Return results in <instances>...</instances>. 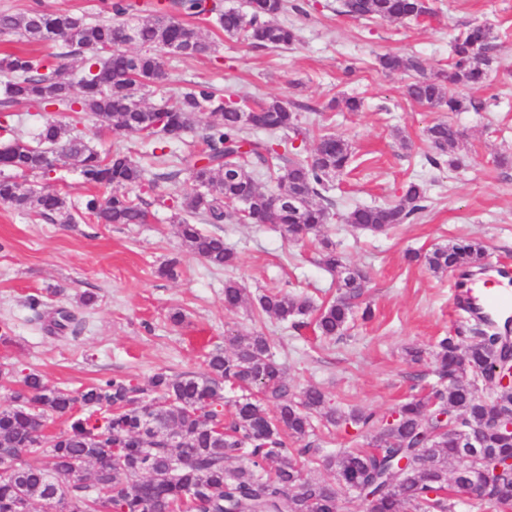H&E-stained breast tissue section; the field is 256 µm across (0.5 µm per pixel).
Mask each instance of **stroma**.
<instances>
[{"label":"stroma","instance_id":"stroma-1","mask_svg":"<svg viewBox=\"0 0 512 512\" xmlns=\"http://www.w3.org/2000/svg\"><path fill=\"white\" fill-rule=\"evenodd\" d=\"M277 24L295 28L288 49L255 47L228 38L214 22L194 21L217 50L211 56L161 58L167 74L147 101L169 91L209 83L225 102L276 98L297 107L302 129L294 145L311 157L317 139L333 134L349 141L352 164L331 181L330 218L321 233L343 261L368 276L363 301L371 321L354 320L344 336L327 339L313 326L294 328L254 306L269 288L304 293L316 301L336 298V278L319 263L314 244H295L273 224L208 225L236 252L227 271L191 255L173 216L193 189L188 175L143 183L136 190L148 218L142 224H99L89 218L63 224L0 203V364L18 374H40L52 385L79 390L122 378L146 384L157 373H202L206 354L231 332L259 333L270 342L294 390L314 386L341 410L361 407L391 414L412 395L438 382L430 352L459 324L454 306L455 274L437 275L424 264H407L410 250L429 251L459 239L487 247V262L512 270V0H430L433 17L418 22L354 20L338 12V0H288ZM107 18L103 0H0V11L21 13L34 5ZM468 23L491 24L498 37L497 64L483 86L470 90L474 108L441 113L411 103L405 71L379 70L377 55L392 52L423 60L429 70L448 67L450 41ZM355 95L360 111L330 107L332 98ZM447 120L461 132L460 167L429 163L428 126ZM101 155L122 149L146 161L151 140L127 130L100 127L93 115L79 126ZM426 190V210L411 224L373 233L344 223L358 205H383L401 197L410 180ZM29 184L47 187L81 205L96 189L79 168L59 164ZM174 263L175 277L160 275ZM237 279L246 302L224 307V281ZM84 295L94 304L82 305ZM39 297L53 308L79 314L77 338L49 337L32 322L28 301ZM182 313L173 323V313ZM424 352L411 361L408 349Z\"/></svg>","mask_w":512,"mask_h":512}]
</instances>
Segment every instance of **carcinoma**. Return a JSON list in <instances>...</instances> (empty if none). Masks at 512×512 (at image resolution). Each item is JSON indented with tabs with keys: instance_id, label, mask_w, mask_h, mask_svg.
<instances>
[{
	"instance_id": "1",
	"label": "carcinoma",
	"mask_w": 512,
	"mask_h": 512,
	"mask_svg": "<svg viewBox=\"0 0 512 512\" xmlns=\"http://www.w3.org/2000/svg\"><path fill=\"white\" fill-rule=\"evenodd\" d=\"M174 7L192 17H215L230 38L253 46L292 45L297 36L273 19L285 0H245V9H224L209 0H178ZM106 20L78 16L65 9L35 8L23 14L0 12V35H18L29 42L63 41L81 55L80 70L51 64L22 53L0 57V104L10 109L90 113L102 124L135 131L158 141V149L181 140L201 114L213 117L202 128L207 151L185 155L181 168L163 174L173 179L188 173L196 186L186 195L181 210L207 224L232 218L228 204L241 203L252 224H275L286 234L302 228L299 244L318 235L328 220L330 180L350 162L349 142L333 135L318 138L310 159L286 158L271 143L247 137V130L265 132L288 142L298 136L297 116L280 101L256 102L259 117L249 123L234 104L226 105L205 84L181 89L159 107L143 99L151 88L167 80L160 57L164 54L205 57L215 45L176 16L154 9L141 15L128 0L107 3ZM339 13L359 19L419 20L434 14L428 0H341ZM496 36L487 24L469 25L451 45L448 71L427 74L417 57L386 53L378 58L385 71L412 73L407 94L414 103L462 112L472 100L465 91L485 80L496 59ZM137 50L130 52L125 45ZM166 118L169 136H157L148 121ZM459 130L446 122L426 129L436 165L460 164L454 148ZM61 161L81 169L86 181L112 188V194L86 199L84 209L99 224H142L146 211L131 195L145 179L147 168L118 150L101 156L85 136L48 120L31 140L17 134L0 147V202L18 210H33L65 223L75 221L60 194L24 186L17 175L45 173ZM263 167L278 191L299 196L295 206L283 209L276 195L260 188L255 175ZM425 189L417 181L407 184L400 199L388 206H357L344 220L376 233L416 220L425 209ZM188 250L218 268L236 265L235 252L224 238L203 233L195 224L178 219ZM486 246L460 240L436 248L421 258L439 274L479 268ZM320 263L336 275L341 294L320 304L305 294L272 288L257 299L259 315L297 324L296 318L316 314L321 336L336 338L359 308L367 275L346 265L327 239L320 241ZM245 288L224 281V308H238ZM83 319L65 310L48 313L44 330L51 335H72L82 330ZM473 340L463 344L462 331L442 337L433 352L440 386L400 405L394 418L371 410L350 413L327 404L316 388L294 392L283 368L270 352L267 337L229 334L207 356L201 375L156 374L147 385L123 379L91 385L74 395L47 385L40 375L17 377L14 369L0 366V388L10 392V404L0 408V512H16L25 496L41 512H56L68 503V512H338L346 494L364 491L370 496L368 512H454L453 496L476 479L481 464L459 455V433L445 431L436 413L451 412L458 427L474 432L482 448L497 457L507 456L512 441L493 421L499 411L512 407V375L508 352L497 344L494 328L471 327ZM246 394L224 409V384ZM67 417L68 429L58 436L42 434L47 413ZM325 427H348L370 437L365 448L326 452L317 441L313 416ZM243 457L246 465L227 462ZM453 478H448V465ZM330 472L333 480L316 477L315 470ZM478 512L512 509V470L505 469L471 497Z\"/></svg>"
}]
</instances>
